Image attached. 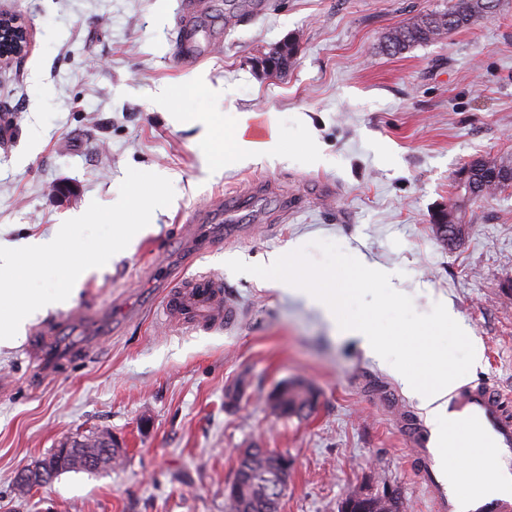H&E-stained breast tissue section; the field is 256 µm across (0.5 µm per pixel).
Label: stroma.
Instances as JSON below:
<instances>
[{
  "instance_id": "obj_1",
  "label": "stroma",
  "mask_w": 512,
  "mask_h": 512,
  "mask_svg": "<svg viewBox=\"0 0 512 512\" xmlns=\"http://www.w3.org/2000/svg\"><path fill=\"white\" fill-rule=\"evenodd\" d=\"M224 34L190 67L173 60L176 0H0L34 31L28 55L0 69V244L47 236L91 202L114 204L127 168L168 178L172 203L83 285L71 309L32 314L0 344V512H226L240 448L293 462L279 512H339L351 490L400 494L430 512L397 416L377 395L414 400L381 357L340 335L298 291L235 274L292 242L324 239L385 267L418 313L443 303L472 341L465 379L512 402V188L472 201L467 235L442 245L432 227L474 158L512 157V0L445 39L398 54L387 33L448 0H214ZM298 39L285 75L266 73L269 48ZM220 112L225 131L247 113L271 116L277 160H230L175 113ZM72 185L54 202L55 183ZM244 234L202 223L216 196L255 185ZM220 279L238 310L229 327L168 325L152 276ZM82 308L90 321H74ZM56 331L70 358L42 376L32 353ZM317 391L305 416L267 407L281 383ZM236 392L228 403V392ZM107 430L122 464L66 472L18 494L17 475L68 437Z\"/></svg>"
}]
</instances>
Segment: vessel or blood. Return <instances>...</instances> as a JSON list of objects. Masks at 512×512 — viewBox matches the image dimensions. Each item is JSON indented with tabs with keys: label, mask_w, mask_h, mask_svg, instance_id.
I'll return each mask as SVG.
<instances>
[{
	"label": "vessel or blood",
	"mask_w": 512,
	"mask_h": 512,
	"mask_svg": "<svg viewBox=\"0 0 512 512\" xmlns=\"http://www.w3.org/2000/svg\"><path fill=\"white\" fill-rule=\"evenodd\" d=\"M205 0H177L178 21L174 61L182 65L199 60L211 47L201 23ZM163 309L168 317L232 325L237 312L224 300L220 281L209 276L166 279ZM445 423L435 429L401 412L403 432L429 478L435 512H512V491L457 494L454 473L442 463L445 447L491 448L512 468V413L501 393L482 383H470L449 394L443 408Z\"/></svg>",
	"instance_id": "obj_1"
}]
</instances>
